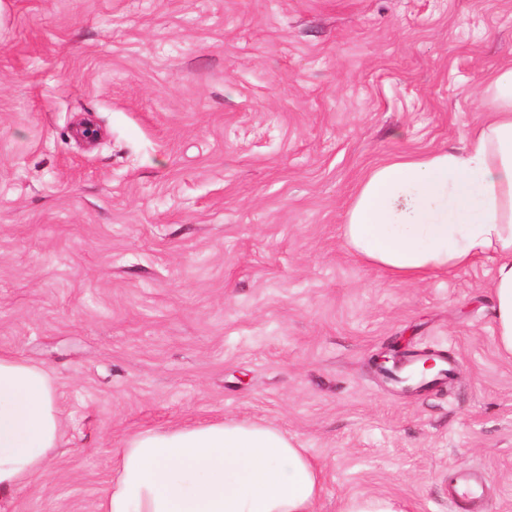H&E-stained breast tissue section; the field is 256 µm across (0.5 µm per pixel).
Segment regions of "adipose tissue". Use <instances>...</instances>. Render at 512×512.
I'll use <instances>...</instances> for the list:
<instances>
[{
    "label": "adipose tissue",
    "instance_id": "1",
    "mask_svg": "<svg viewBox=\"0 0 512 512\" xmlns=\"http://www.w3.org/2000/svg\"><path fill=\"white\" fill-rule=\"evenodd\" d=\"M484 124L462 153L432 151L372 167L342 226L358 261L421 282L490 256L494 331L512 358V68L492 77ZM50 373L0 353V512L34 485L65 423ZM324 473L271 425L216 420L145 429L117 452L94 512H317Z\"/></svg>",
    "mask_w": 512,
    "mask_h": 512
}]
</instances>
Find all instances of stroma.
<instances>
[{
	"label": "stroma",
	"instance_id": "1",
	"mask_svg": "<svg viewBox=\"0 0 512 512\" xmlns=\"http://www.w3.org/2000/svg\"><path fill=\"white\" fill-rule=\"evenodd\" d=\"M509 63L512 0H0V352L66 419L12 512H92L127 437L223 418L302 443L319 512H463L460 469L512 512L493 259L407 284L342 241L368 169L463 152ZM396 341L452 376L385 382ZM336 512H408L405 503L392 496L348 495L340 498Z\"/></svg>",
	"mask_w": 512,
	"mask_h": 512
}]
</instances>
